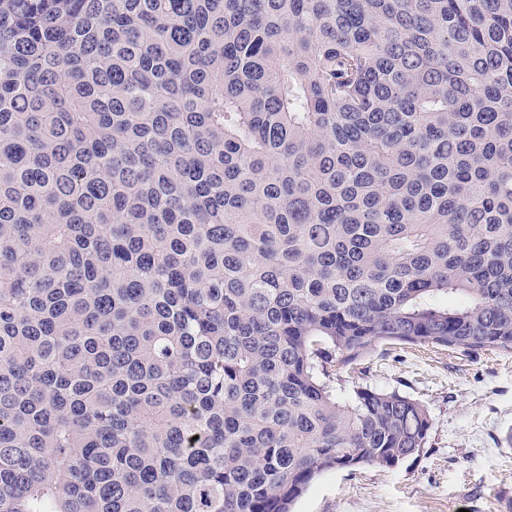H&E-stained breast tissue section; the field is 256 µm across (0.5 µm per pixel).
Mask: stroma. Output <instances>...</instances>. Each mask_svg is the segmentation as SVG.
I'll use <instances>...</instances> for the list:
<instances>
[{
	"instance_id": "1",
	"label": "stroma",
	"mask_w": 512,
	"mask_h": 512,
	"mask_svg": "<svg viewBox=\"0 0 512 512\" xmlns=\"http://www.w3.org/2000/svg\"><path fill=\"white\" fill-rule=\"evenodd\" d=\"M349 387L396 390L431 415L419 455L394 467L362 465L318 477L295 512H500L512 495V352L383 345Z\"/></svg>"
}]
</instances>
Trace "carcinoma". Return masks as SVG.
Masks as SVG:
<instances>
[{
    "instance_id": "1",
    "label": "carcinoma",
    "mask_w": 512,
    "mask_h": 512,
    "mask_svg": "<svg viewBox=\"0 0 512 512\" xmlns=\"http://www.w3.org/2000/svg\"><path fill=\"white\" fill-rule=\"evenodd\" d=\"M384 342L512 351V0H0V512H293Z\"/></svg>"
}]
</instances>
